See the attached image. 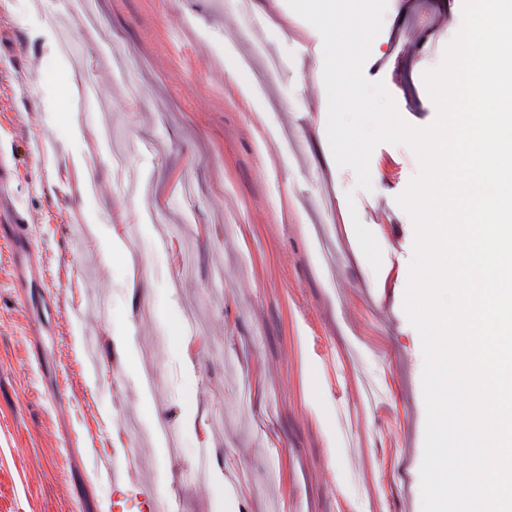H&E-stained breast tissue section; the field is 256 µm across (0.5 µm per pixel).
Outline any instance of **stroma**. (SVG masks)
Returning a JSON list of instances; mask_svg holds the SVG:
<instances>
[{"mask_svg": "<svg viewBox=\"0 0 512 512\" xmlns=\"http://www.w3.org/2000/svg\"><path fill=\"white\" fill-rule=\"evenodd\" d=\"M462 7L388 0L363 74L412 126L436 117L423 74ZM94 11L0 0V225L29 224L52 306L32 330L0 238V512H149V489L177 512H422L414 229L395 202L414 153L379 144L368 191L337 165L323 40L287 0ZM69 80L94 95L64 103ZM349 224L377 232L365 259ZM305 400L310 412L316 417V419L324 426L325 434L329 442H335L336 432L328 425L325 405L321 396L313 390L311 383L308 382L305 387Z\"/></svg>", "mask_w": 512, "mask_h": 512, "instance_id": "35a3bbf8", "label": "stroma"}]
</instances>
